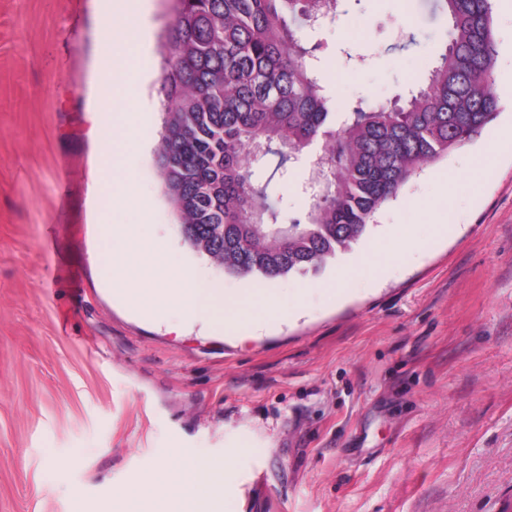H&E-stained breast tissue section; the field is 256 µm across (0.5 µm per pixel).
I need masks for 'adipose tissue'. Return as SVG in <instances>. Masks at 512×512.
Returning a JSON list of instances; mask_svg holds the SVG:
<instances>
[{
    "instance_id": "adipose-tissue-1",
    "label": "adipose tissue",
    "mask_w": 512,
    "mask_h": 512,
    "mask_svg": "<svg viewBox=\"0 0 512 512\" xmlns=\"http://www.w3.org/2000/svg\"><path fill=\"white\" fill-rule=\"evenodd\" d=\"M230 467V459L211 457L160 467L110 503V512H237V502L224 498Z\"/></svg>"
}]
</instances>
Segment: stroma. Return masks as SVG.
I'll return each mask as SVG.
<instances>
[{
	"mask_svg": "<svg viewBox=\"0 0 512 512\" xmlns=\"http://www.w3.org/2000/svg\"><path fill=\"white\" fill-rule=\"evenodd\" d=\"M107 0H0V512H104L160 465L231 457L242 512H502L512 503V12L494 13L501 109L425 166L367 236L318 273L235 278L185 243L156 166L168 0L133 19L130 102L146 130L127 166L153 234L184 272L279 317L211 335L113 299L92 261L94 176L111 139L96 87ZM316 37L347 104L406 94L449 25L429 0H339ZM410 225L339 288L327 282Z\"/></svg>",
	"mask_w": 512,
	"mask_h": 512,
	"instance_id": "obj_1",
	"label": "stroma"
}]
</instances>
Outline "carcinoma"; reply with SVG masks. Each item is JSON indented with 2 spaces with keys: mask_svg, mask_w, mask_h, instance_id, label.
Instances as JSON below:
<instances>
[{
  "mask_svg": "<svg viewBox=\"0 0 512 512\" xmlns=\"http://www.w3.org/2000/svg\"><path fill=\"white\" fill-rule=\"evenodd\" d=\"M157 150L162 192L184 240L239 278L317 272L366 235L377 210L424 166L495 119L489 0H433L447 43L429 79L400 102L339 111L302 29L337 0H172ZM316 143L304 209L284 224L270 182Z\"/></svg>",
  "mask_w": 512,
  "mask_h": 512,
  "instance_id": "carcinoma-1",
  "label": "carcinoma"
}]
</instances>
